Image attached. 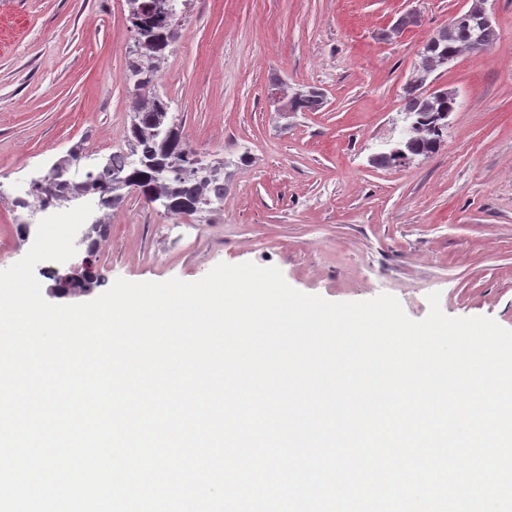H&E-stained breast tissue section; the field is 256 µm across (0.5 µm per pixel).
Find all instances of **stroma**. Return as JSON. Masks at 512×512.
Here are the masks:
<instances>
[{
  "instance_id": "obj_1",
  "label": "stroma",
  "mask_w": 512,
  "mask_h": 512,
  "mask_svg": "<svg viewBox=\"0 0 512 512\" xmlns=\"http://www.w3.org/2000/svg\"><path fill=\"white\" fill-rule=\"evenodd\" d=\"M471 0H192L155 87L186 140L224 168V204L171 216L137 193L112 210L95 264L116 279L194 282L215 265L277 267L331 301L394 295L414 320L440 292L451 317L512 330V0H487L498 40L432 75L456 94L439 149L388 168L404 87L433 31ZM416 25L392 33L400 16ZM126 0H0V269L41 213L15 207L53 158L127 150ZM314 87L278 112L273 86ZM277 89L279 90L278 101L282 99L279 112H316L323 107L324 98L316 89L296 90L289 93L288 85L283 83Z\"/></svg>"
}]
</instances>
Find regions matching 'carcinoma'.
Masks as SVG:
<instances>
[{"instance_id": "obj_1", "label": "carcinoma", "mask_w": 512, "mask_h": 512, "mask_svg": "<svg viewBox=\"0 0 512 512\" xmlns=\"http://www.w3.org/2000/svg\"><path fill=\"white\" fill-rule=\"evenodd\" d=\"M191 0H127L129 20L136 32L135 43L128 52L125 80L132 85V120L127 130L131 146L128 159L124 153L112 154L100 165L85 172L76 182L69 178L72 168L84 158L81 145L71 146L58 157L30 196L48 194V202L61 203L87 195L99 196V204L111 209L124 201L130 190H137L149 204H158L164 213L192 215L211 212L214 204L224 200V161H205L185 142L170 104L151 91L156 77V64L173 53L181 38L183 8ZM486 0H473L464 13L452 18L437 30L419 51L420 62L404 88L402 112L405 138L396 146L373 156L378 166L398 165L397 157L410 159L427 156L441 145L448 130V114L454 111L455 94L447 89L428 92L430 75L454 60L461 52L476 53L475 45L492 46L497 32L485 7ZM281 112H316L323 107L320 91H288L278 86ZM107 234V224L97 220L89 225L85 240L92 247ZM58 291L89 295L100 286L95 276L79 282L62 280L61 273L50 275Z\"/></svg>"}]
</instances>
